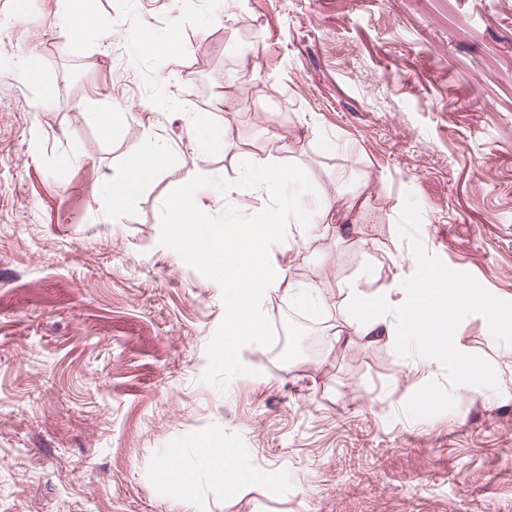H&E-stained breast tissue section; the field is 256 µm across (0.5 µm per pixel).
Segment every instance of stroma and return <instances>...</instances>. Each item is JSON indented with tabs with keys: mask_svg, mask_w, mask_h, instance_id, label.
<instances>
[{
	"mask_svg": "<svg viewBox=\"0 0 512 512\" xmlns=\"http://www.w3.org/2000/svg\"><path fill=\"white\" fill-rule=\"evenodd\" d=\"M91 6L109 38L60 35L56 0H0V512H512V341L484 310L448 311L468 390L452 353L422 374L400 341L334 336L340 288L398 300L424 267L512 311V0ZM146 27L177 48L148 51ZM206 107L223 150L193 133ZM158 143L166 165L113 210L106 181ZM249 156L300 169L307 201L350 168L365 206L346 240L266 233L321 306L270 291L265 335L219 361L224 282L165 202L196 180L201 219L254 221ZM211 438L247 471L234 490L204 467ZM172 465L194 483L162 486Z\"/></svg>",
	"mask_w": 512,
	"mask_h": 512,
	"instance_id": "stroma-1",
	"label": "stroma"
}]
</instances>
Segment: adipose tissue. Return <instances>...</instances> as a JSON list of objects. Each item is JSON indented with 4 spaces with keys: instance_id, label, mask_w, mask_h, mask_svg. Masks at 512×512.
Here are the masks:
<instances>
[{
    "instance_id": "adipose-tissue-1",
    "label": "adipose tissue",
    "mask_w": 512,
    "mask_h": 512,
    "mask_svg": "<svg viewBox=\"0 0 512 512\" xmlns=\"http://www.w3.org/2000/svg\"><path fill=\"white\" fill-rule=\"evenodd\" d=\"M90 0H57L60 32L72 40L99 37L112 30L89 5ZM166 152L156 148L148 153H135L123 174L112 177L107 194L113 206H121L136 197L143 185L164 163ZM244 168L252 192L277 199L280 190L301 183L303 175L295 168H282L268 160L247 158ZM197 183L190 182L166 203L173 224H176L194 257L204 263L216 277L222 278L224 290L226 336L224 356L232 358L239 343L258 340L263 331L259 307L269 291L287 285L289 295L310 307L319 300L312 289L303 284H285L283 275L274 273L263 257V235L269 229L282 228L278 210L266 209L255 224H210L205 233H198L193 200ZM361 203L350 201L343 206L323 203L318 209L305 211L296 222L304 228L332 224L337 235L354 230ZM343 321L336 330L345 345L370 344L380 338L396 339L398 334L414 338L421 355L414 364L417 371H426L436 357L454 343L455 336L448 323L449 296L470 307L484 306L482 296L466 294L463 289L447 291L438 273L430 268L419 271V284L402 302H392L389 294L367 292L351 283L341 290ZM398 306L400 322L389 318L391 306Z\"/></svg>"
}]
</instances>
